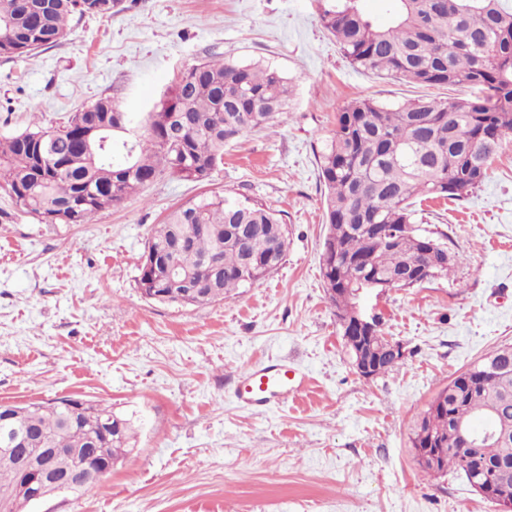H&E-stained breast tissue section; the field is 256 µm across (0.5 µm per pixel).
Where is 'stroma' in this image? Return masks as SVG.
I'll return each mask as SVG.
<instances>
[{"label": "stroma", "instance_id": "35a3bbf8", "mask_svg": "<svg viewBox=\"0 0 512 512\" xmlns=\"http://www.w3.org/2000/svg\"><path fill=\"white\" fill-rule=\"evenodd\" d=\"M219 54L280 70L279 124L242 135L204 183L161 178L89 224H42L0 189V402L79 397L131 417L136 447L101 483L27 512H497L454 475H422L411 429L472 362L512 344V143L465 198L422 202L415 223L444 232L450 275L360 299L406 357L368 381L344 352L323 288L327 233L317 155L354 98L394 107L428 93L353 69L316 0H125L74 18L60 42L0 57V136L64 125L108 97L150 111L188 64ZM220 191L282 213L285 261L224 300L145 298V242L174 206ZM282 361L308 385L288 402H240L242 374Z\"/></svg>", "mask_w": 512, "mask_h": 512}]
</instances>
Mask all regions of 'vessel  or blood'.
Here are the masks:
<instances>
[{
  "label": "vessel or blood",
  "instance_id": "obj_1",
  "mask_svg": "<svg viewBox=\"0 0 512 512\" xmlns=\"http://www.w3.org/2000/svg\"><path fill=\"white\" fill-rule=\"evenodd\" d=\"M304 377L285 363L250 368L243 374L238 398L245 404L268 407L301 392Z\"/></svg>",
  "mask_w": 512,
  "mask_h": 512
}]
</instances>
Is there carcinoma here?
Listing matches in <instances>:
<instances>
[{"label": "carcinoma", "mask_w": 512, "mask_h": 512, "mask_svg": "<svg viewBox=\"0 0 512 512\" xmlns=\"http://www.w3.org/2000/svg\"><path fill=\"white\" fill-rule=\"evenodd\" d=\"M99 0H0V57L14 58L57 44L73 15L103 14ZM320 22L355 69L420 86H468L471 99L416 97L395 108L353 99L336 114V127L319 159L328 233L320 254L323 284L348 289L330 298L342 317L359 312L361 292L383 283L410 288L448 275L457 256L414 224V199H460L487 176L492 159L512 137V9L503 0H388L389 20L377 25L361 0H320ZM292 88L280 71L259 62L209 58L187 66L132 135L100 132L93 152L79 147V126L54 131L47 147L54 166L39 165L36 150L47 131L0 138V183L20 211L50 224H89L100 211L167 175L205 182L224 159V147L245 132L287 114ZM121 116L109 97L74 113ZM288 225L265 204L222 192L171 209L145 250L167 258L181 276L200 284L189 298L168 287L164 266L150 271L159 301L211 303L261 283L283 263ZM379 374L405 354L371 320ZM472 422L495 436L470 448L455 424ZM132 419L100 403L76 398L31 402L19 417L0 420V491L18 482V455L62 448L57 467L76 468L89 449L106 466L134 448ZM444 448L436 468L467 482L477 476L491 493L512 496V344L486 353L448 382L417 420L412 447L430 439Z\"/></svg>", "instance_id": "cac0c4a2"}]
</instances>
